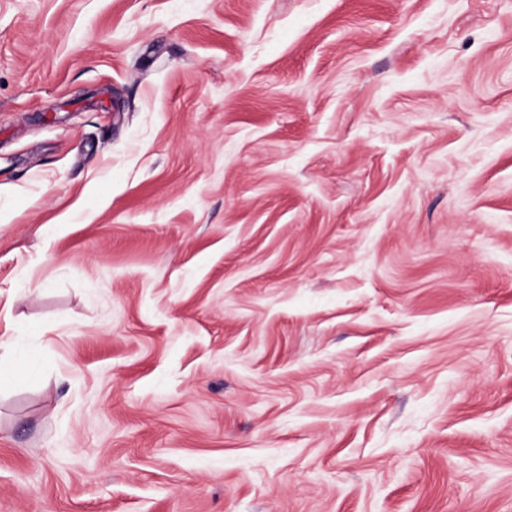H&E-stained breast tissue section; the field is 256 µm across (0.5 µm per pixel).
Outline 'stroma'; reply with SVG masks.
I'll return each mask as SVG.
<instances>
[{"label": "stroma", "mask_w": 512, "mask_h": 512, "mask_svg": "<svg viewBox=\"0 0 512 512\" xmlns=\"http://www.w3.org/2000/svg\"><path fill=\"white\" fill-rule=\"evenodd\" d=\"M0 512H512V0H0Z\"/></svg>", "instance_id": "obj_1"}]
</instances>
